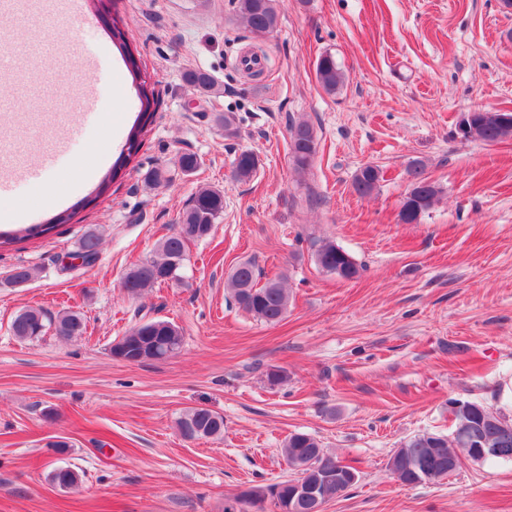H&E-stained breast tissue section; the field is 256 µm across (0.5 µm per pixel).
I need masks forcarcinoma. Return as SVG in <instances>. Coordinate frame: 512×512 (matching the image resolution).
Masks as SVG:
<instances>
[{"instance_id": "cac0c4a2", "label": "carcinoma", "mask_w": 512, "mask_h": 512, "mask_svg": "<svg viewBox=\"0 0 512 512\" xmlns=\"http://www.w3.org/2000/svg\"><path fill=\"white\" fill-rule=\"evenodd\" d=\"M234 14L241 23L255 35L272 33L279 24L276 0H232ZM316 77L321 86L333 93L343 87L345 75L331 54H323L316 64ZM186 81L202 94L215 90V81L210 74L195 70L185 75ZM290 153L295 167L303 169L310 165L315 151V135L312 127L300 122L290 127ZM512 136V112L477 111L470 120L471 141L495 143ZM127 163L122 156L116 160L109 174L99 182L95 197L104 195L119 172ZM256 155L243 150L234 161V173L239 179L250 177L256 170ZM409 184L407 194L410 212H400L405 224H414L438 199L439 187L425 175V164L416 159L408 167ZM383 179L382 170L372 164L361 167L354 176L353 189L357 195L366 197L379 186ZM224 213V195L219 190L201 189L191 199L180 217L178 229L162 239L158 245V256L147 259L125 274L122 286L128 295L137 297L145 290L181 280V270L187 257L189 244L207 237L216 221ZM75 211L56 214L50 224L42 227L30 225L20 233L0 231V246L12 244L20 239L31 238L52 230L58 224L72 220ZM101 239L89 232L80 242V253L86 263H93L99 255ZM316 265L326 274L341 280H352L360 274V266L343 247L332 240L317 245L313 253ZM255 266L252 262L240 263L230 274L226 288L235 303L254 319L265 323H276L287 314L290 295L283 288L281 280L273 279L262 286L256 284ZM53 325L57 336L70 340L83 334L84 318L77 311H64L52 318L41 309L27 308L18 312L10 323V332L22 342H33L44 335L47 325ZM184 338L179 328L163 319L140 320L130 327L111 347L114 358L127 361L164 360L178 355L183 348ZM448 416L453 427L472 431L477 445L482 448L512 449V418L500 411H493L477 401H448ZM180 435L188 440L214 439L224 433V417L206 408H192L185 411L176 421ZM461 447L457 437L441 433L418 434L397 449L388 459L390 474L408 486L434 482L448 476V456H457ZM283 455L294 476L266 486H250L240 491L224 505V512H266L265 503L271 502L278 509L293 506L295 512H309L307 503L295 502L291 495L298 481L297 475L306 474L305 482L323 483L328 477L323 462H329L342 471H356L336 456L325 452L321 441L314 435L295 432L288 436L283 445ZM51 481L58 487L70 489L78 485L79 474L70 468L56 469Z\"/></svg>"}]
</instances>
